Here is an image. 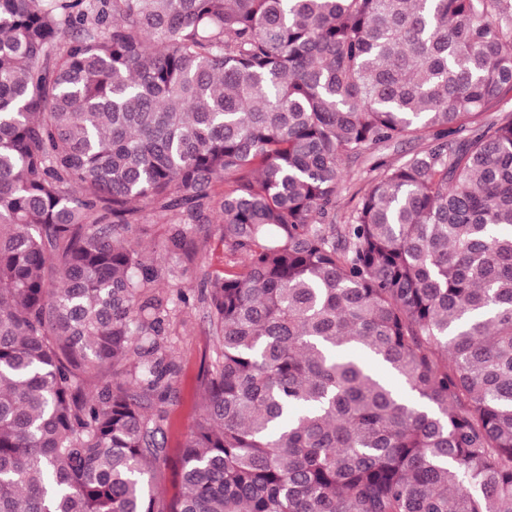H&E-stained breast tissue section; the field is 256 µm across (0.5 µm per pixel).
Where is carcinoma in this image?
Instances as JSON below:
<instances>
[{"label": "carcinoma", "mask_w": 512, "mask_h": 512, "mask_svg": "<svg viewBox=\"0 0 512 512\" xmlns=\"http://www.w3.org/2000/svg\"><path fill=\"white\" fill-rule=\"evenodd\" d=\"M508 93L512 0H0V512H512ZM149 206L224 242L166 504ZM414 145L394 146L382 148L373 155L361 158L355 162H347L345 170L347 172L344 180L341 182L337 197V223L342 224L344 217H347L357 201L358 197L354 195L361 190L363 193L370 186V179L375 172L370 171L371 167L380 162L395 163L399 161L405 152L412 151Z\"/></svg>", "instance_id": "1"}]
</instances>
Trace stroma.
<instances>
[{
    "mask_svg": "<svg viewBox=\"0 0 512 512\" xmlns=\"http://www.w3.org/2000/svg\"><path fill=\"white\" fill-rule=\"evenodd\" d=\"M404 153V148L391 145L371 156L346 163V176L338 190V217H347L355 204V193L368 189L372 166L397 162ZM168 228L166 216L152 210L147 222L138 225L135 231L148 262L164 270L172 267L178 270L176 278L166 277L158 283L159 290L169 300L171 313L165 341L167 353L178 370L167 399L160 405L164 415L160 439L166 450L167 464L158 476L157 489L159 499L165 502L181 492L179 460L186 437L198 418L203 393L199 374L210 365L216 346L207 308L199 300L200 283L204 272L224 268V245L216 229L202 224L186 227V246L197 249L200 257L199 262L191 264L183 255L169 249ZM183 293L188 296L184 302L179 299Z\"/></svg>",
    "mask_w": 512,
    "mask_h": 512,
    "instance_id": "obj_1",
    "label": "stroma"
}]
</instances>
